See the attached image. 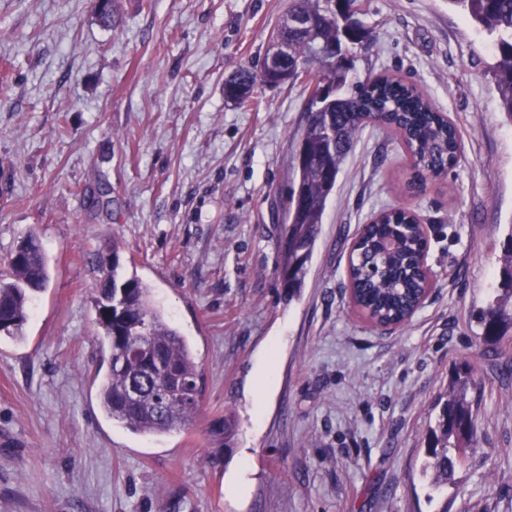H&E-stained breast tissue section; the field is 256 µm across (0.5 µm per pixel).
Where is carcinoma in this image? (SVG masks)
Listing matches in <instances>:
<instances>
[{
	"label": "carcinoma",
	"mask_w": 512,
	"mask_h": 512,
	"mask_svg": "<svg viewBox=\"0 0 512 512\" xmlns=\"http://www.w3.org/2000/svg\"><path fill=\"white\" fill-rule=\"evenodd\" d=\"M357 0H288V12L272 35H281L288 52L287 82L308 86L306 123L298 143L296 187L288 195V252L282 271L288 297L302 287L319 234L326 203L332 194L340 165L353 136L376 122L398 134L409 156L415 185L434 173L444 172L457 160L460 144L450 118L418 89L399 78H369L343 92L357 47L373 42L372 32L354 19ZM462 7L489 33L497 35L499 59L494 70L501 107L512 121V0H448ZM100 25L112 28L113 0H95ZM240 73L239 90L224 96L240 106L256 103L254 88L264 85L262 70ZM336 82V93L322 94L324 80ZM505 260L500 270L499 294L481 311L484 344L499 343L512 330V234L503 243ZM427 237L416 218L401 209L384 212L373 221L350 255L348 278L354 307L371 322L403 323L422 306L430 279L421 261ZM8 278L0 276V319L9 321L6 333L22 338L30 296L47 288L49 267L39 236L30 233L5 258ZM120 256L112 247V261L101 263L96 300L102 343L109 352L107 375L99 382L100 406L112 422L141 436H156L192 425L202 402L171 394L151 403L164 384L203 381L192 348L151 304V289L136 276L119 272ZM477 389L474 366L464 363L438 402L435 425L426 437L424 472L436 489L454 481L465 449L476 436L469 395ZM139 392L138 398L131 391ZM210 444L223 456L233 436L228 417L208 425Z\"/></svg>",
	"instance_id": "obj_1"
}]
</instances>
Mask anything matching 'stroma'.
Segmentation results:
<instances>
[{
	"label": "stroma",
	"mask_w": 512,
	"mask_h": 512,
	"mask_svg": "<svg viewBox=\"0 0 512 512\" xmlns=\"http://www.w3.org/2000/svg\"><path fill=\"white\" fill-rule=\"evenodd\" d=\"M287 5L118 0L107 29L93 0H0V260L33 230L50 273L23 339L0 333V512H512V335L482 356L476 321L512 234L495 41L448 0H364L373 42L349 82L414 83L463 156L410 192L400 140L367 125L290 297L284 205L308 90L258 89L256 110L224 98L227 77L262 63ZM103 186L108 204L89 207ZM399 207L426 227L432 289L384 330L351 306L347 260L359 228ZM114 246L203 372L187 429L135 435L100 407L95 256ZM466 360L476 438L436 494L424 439ZM227 412L231 450L214 464L207 426Z\"/></svg>",
	"instance_id": "35a3bbf8"
}]
</instances>
